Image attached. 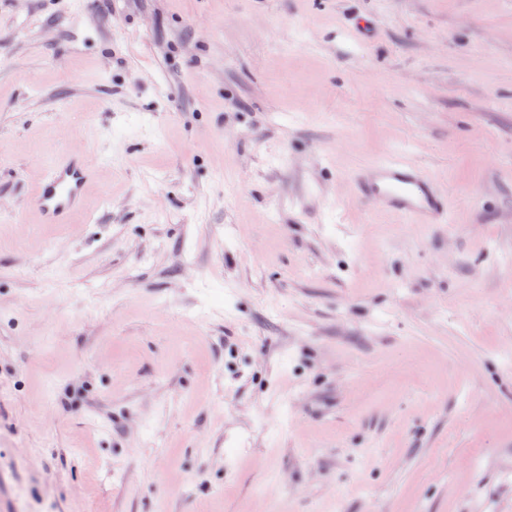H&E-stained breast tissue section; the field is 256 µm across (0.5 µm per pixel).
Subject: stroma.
<instances>
[{"instance_id": "stroma-1", "label": "stroma", "mask_w": 512, "mask_h": 512, "mask_svg": "<svg viewBox=\"0 0 512 512\" xmlns=\"http://www.w3.org/2000/svg\"><path fill=\"white\" fill-rule=\"evenodd\" d=\"M0 512H512V0H0ZM95 169L76 155L61 158L38 187L32 204L45 224H66L85 199ZM350 179L358 195L412 224L448 221V195L423 167L387 159L369 171H354Z\"/></svg>"}]
</instances>
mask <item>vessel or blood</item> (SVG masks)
<instances>
[{
	"instance_id": "obj_1",
	"label": "vessel or blood",
	"mask_w": 512,
	"mask_h": 512,
	"mask_svg": "<svg viewBox=\"0 0 512 512\" xmlns=\"http://www.w3.org/2000/svg\"><path fill=\"white\" fill-rule=\"evenodd\" d=\"M95 175L76 155L61 158L38 187L32 204L44 223H67L84 200ZM350 179L358 195L382 211L404 217L413 224H444L448 221V196L426 169L387 159L371 170L354 171Z\"/></svg>"
}]
</instances>
